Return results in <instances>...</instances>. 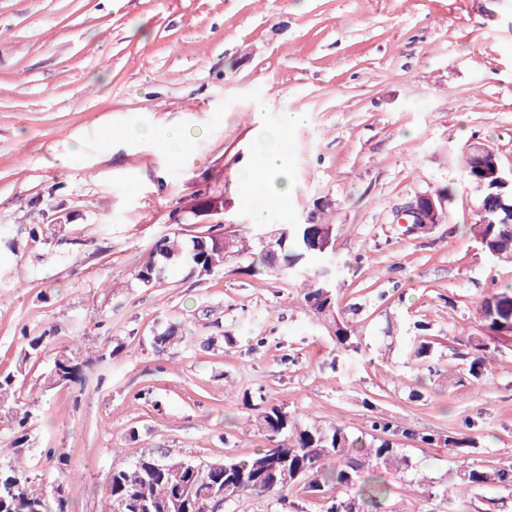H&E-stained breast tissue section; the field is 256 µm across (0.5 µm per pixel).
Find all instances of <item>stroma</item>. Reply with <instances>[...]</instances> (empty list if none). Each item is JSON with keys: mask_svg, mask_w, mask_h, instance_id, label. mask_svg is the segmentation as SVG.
<instances>
[{"mask_svg": "<svg viewBox=\"0 0 512 512\" xmlns=\"http://www.w3.org/2000/svg\"><path fill=\"white\" fill-rule=\"evenodd\" d=\"M267 100L310 117L290 147L298 191L267 225H334V321L239 258L154 288L133 276L160 237L201 229L204 196L222 200L223 230L253 233L236 174ZM173 122L204 131L183 160L120 138ZM471 139L512 169V0H0V374L36 398L20 443L0 409V463L62 485L72 512H101L106 476L140 456L252 454L247 392L356 434L373 416L444 435L471 420L475 462L512 463V339L478 311L512 285V265L469 233ZM448 184L432 233L396 222L397 207ZM35 225L47 238H30ZM338 320L358 328L363 355L339 356ZM417 321L437 370L413 401ZM171 325L176 340L158 348ZM25 333L44 335L36 353ZM471 338L497 348L482 387L466 375ZM75 343L82 383L46 385ZM404 445L434 494L386 473L391 512H512V497L493 510L457 484L447 449ZM49 448L67 456L66 479Z\"/></svg>", "mask_w": 512, "mask_h": 512, "instance_id": "1", "label": "stroma"}]
</instances>
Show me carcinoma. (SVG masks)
I'll use <instances>...</instances> for the list:
<instances>
[{
  "instance_id": "carcinoma-1",
  "label": "carcinoma",
  "mask_w": 512,
  "mask_h": 512,
  "mask_svg": "<svg viewBox=\"0 0 512 512\" xmlns=\"http://www.w3.org/2000/svg\"><path fill=\"white\" fill-rule=\"evenodd\" d=\"M463 180L477 194L479 220L470 232L488 257L497 263H512V184H499L492 179H480L473 168L468 148L462 150ZM329 224H285V250L281 261L286 268L281 280L299 288L305 306L317 318L334 320L336 348L346 355H361L364 348L354 328L334 318V285L327 277H336L339 266L331 250H323L319 241L328 234ZM250 257L248 272L268 269L271 256L257 237L236 235L231 242V258ZM224 248L211 237H185L173 232L161 237L151 253L134 270L135 279L145 287L162 283L172 270L189 265L200 277H208L224 269ZM331 275H326V271ZM512 300V287L486 299L480 309L487 314L488 328L498 329L497 319L503 318L500 304ZM409 352L419 369L433 355V342L424 336L411 337ZM498 347L478 342L466 353L469 360L467 375L475 385L486 382L487 359ZM83 363L77 353L65 350L56 360L50 382L55 384L82 381ZM279 404H267L247 417V425L263 438V447L247 457H226L224 466L248 476H263L264 491L252 482H240L231 491L233 497L224 502L231 508L247 495L266 493L284 504L288 494L301 487L322 499L321 512H351L349 505L358 502L365 512H386L392 489L383 479L385 471L407 472L411 459L399 448L400 437L428 445L443 446L460 459L454 477L475 490L506 492L512 495V465L485 467L470 460L475 443L464 432L436 435L415 432L401 424L381 418L370 421L372 435H352L346 427L333 422L322 426L303 421ZM270 442L281 444L288 476L282 471H268ZM159 461L155 456H142L134 464L112 469L102 488L103 512H144L143 503L161 505L168 501L177 487L192 481L198 484L216 483L224 487L226 478L213 475L205 478L192 475L189 466H170L155 471ZM46 494V489L34 484L12 465L0 466V512H35L34 507Z\"/></svg>"
}]
</instances>
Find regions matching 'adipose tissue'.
Wrapping results in <instances>:
<instances>
[{
	"label": "adipose tissue",
	"mask_w": 512,
	"mask_h": 512,
	"mask_svg": "<svg viewBox=\"0 0 512 512\" xmlns=\"http://www.w3.org/2000/svg\"><path fill=\"white\" fill-rule=\"evenodd\" d=\"M308 126L307 112L279 110L255 139L253 159L238 178L243 201L254 205L253 223L267 222L268 213L261 203L269 197H278L281 205H289L297 190L291 179L297 160L290 155L288 147L307 131ZM125 136L130 140L161 141L174 159L183 157L192 143L191 134L180 125H171L160 131L147 124H133L127 128Z\"/></svg>",
	"instance_id": "1"
}]
</instances>
